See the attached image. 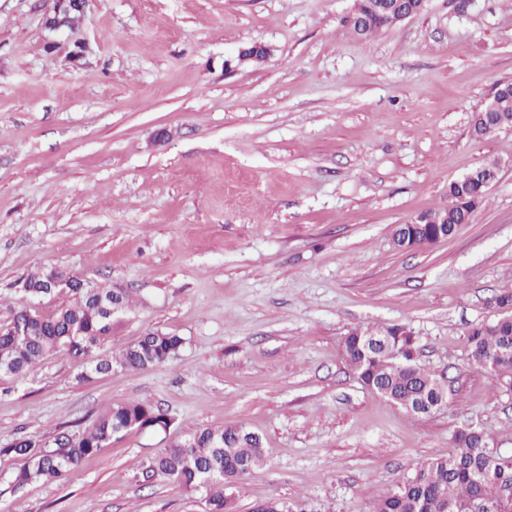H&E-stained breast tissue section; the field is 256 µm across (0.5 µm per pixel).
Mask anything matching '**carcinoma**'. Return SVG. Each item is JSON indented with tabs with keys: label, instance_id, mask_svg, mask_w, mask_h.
<instances>
[{
	"label": "carcinoma",
	"instance_id": "obj_1",
	"mask_svg": "<svg viewBox=\"0 0 512 512\" xmlns=\"http://www.w3.org/2000/svg\"><path fill=\"white\" fill-rule=\"evenodd\" d=\"M412 0H388L384 8L376 0H355L351 16L354 35L368 38L404 17ZM492 101L493 112L512 114V88L500 85ZM492 160L470 176L448 183V207L422 213L427 224H399L393 232L395 246L413 250L453 236L469 222L485 198L488 187L480 171L495 169ZM57 269H40L25 279L21 291L33 299L27 305L0 311V374L26 377L36 364L53 355L67 357L78 369L77 377L90 381L116 371L146 370L168 361L183 344L179 336L162 331L145 334L119 354L102 352L112 335L114 320L131 311L130 296L122 292L121 310H112V287L61 272L64 288L48 287ZM65 295L69 300L45 313L36 300ZM500 316L470 327V361L487 373L494 386L512 390V293L496 298ZM345 362L367 389L395 406L417 414H433L447 404L441 396L443 377L414 362L412 333L405 326H362L344 338ZM172 419L147 401L104 408L89 425L58 433L52 439L25 436L1 448L3 454L23 459L14 473V487L32 482H60L82 462L109 444L117 431L140 428L165 432ZM457 450L432 459L415 473L396 482L373 502L372 512H466L473 501H482L491 512H512V502L502 498L504 485L512 483V455L489 454L491 441L482 430L471 428L455 435ZM264 463L259 434L235 425L200 428L178 443L164 447L143 463L144 480H164L188 492H202L208 512H229L231 490ZM256 512H303L298 506L268 500Z\"/></svg>",
	"mask_w": 512,
	"mask_h": 512
}]
</instances>
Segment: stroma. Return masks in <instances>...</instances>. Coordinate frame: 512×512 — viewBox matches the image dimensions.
<instances>
[{"label": "stroma", "instance_id": "obj_1", "mask_svg": "<svg viewBox=\"0 0 512 512\" xmlns=\"http://www.w3.org/2000/svg\"><path fill=\"white\" fill-rule=\"evenodd\" d=\"M57 6L0 0V303H25V276L55 267L132 297L107 351L155 330L184 343L90 382L61 356L0 375V448L119 403L175 423L18 492L21 459L0 457V512H208L140 474L205 427L264 440L232 512L274 498L370 512L469 426L512 454V395L468 343L512 293V130L472 129L512 81V0H429L363 40L353 0H85L74 28L53 30ZM254 44L269 56L238 63ZM494 159L506 167L469 223L395 247V225L446 207L449 182ZM389 324L445 377L443 410L395 407L345 363L351 329Z\"/></svg>", "mask_w": 512, "mask_h": 512}]
</instances>
